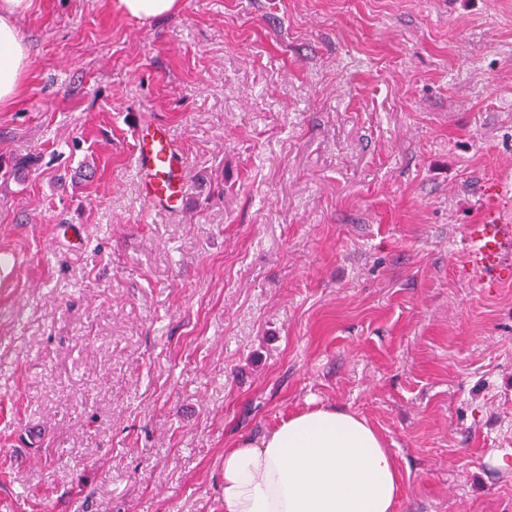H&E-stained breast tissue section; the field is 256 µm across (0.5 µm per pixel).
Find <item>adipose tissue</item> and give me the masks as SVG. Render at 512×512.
Here are the masks:
<instances>
[{
	"mask_svg": "<svg viewBox=\"0 0 512 512\" xmlns=\"http://www.w3.org/2000/svg\"><path fill=\"white\" fill-rule=\"evenodd\" d=\"M32 0H0V109L20 94L29 50L15 20ZM400 476L378 432L333 406L292 414L224 451V512H396Z\"/></svg>",
	"mask_w": 512,
	"mask_h": 512,
	"instance_id": "1",
	"label": "adipose tissue"
}]
</instances>
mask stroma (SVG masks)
I'll list each match as a JSON object with an SVG mask.
<instances>
[{
    "label": "stroma",
    "mask_w": 512,
    "mask_h": 512,
    "mask_svg": "<svg viewBox=\"0 0 512 512\" xmlns=\"http://www.w3.org/2000/svg\"><path fill=\"white\" fill-rule=\"evenodd\" d=\"M0 112V512H224V451L364 418L397 512H512V0H32ZM189 161L141 193L133 131ZM124 14L142 21L177 13L181 0H119ZM488 224H477L462 241L472 269L488 288L499 287L498 265L501 255L512 240V228L490 216Z\"/></svg>",
    "instance_id": "35a3bbf8"
}]
</instances>
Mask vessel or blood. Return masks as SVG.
<instances>
[{"mask_svg": "<svg viewBox=\"0 0 512 512\" xmlns=\"http://www.w3.org/2000/svg\"><path fill=\"white\" fill-rule=\"evenodd\" d=\"M135 162L145 195L162 210L180 209L185 198L187 160L172 145L167 127L135 138ZM512 246V226L496 218L478 225L462 242L472 269L484 285L498 287V265L507 247Z\"/></svg>", "mask_w": 512, "mask_h": 512, "instance_id": "vessel-or-blood-1", "label": "vessel or blood"}]
</instances>
